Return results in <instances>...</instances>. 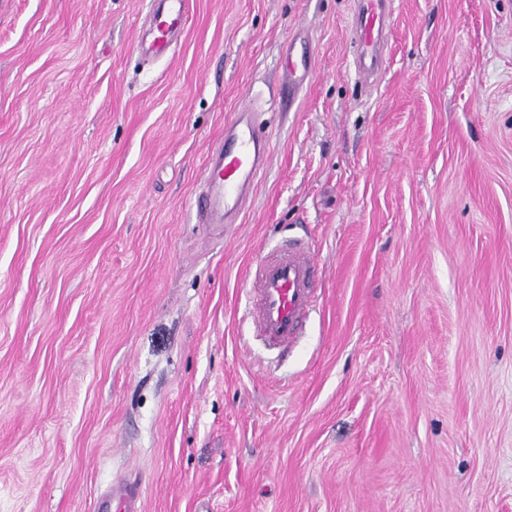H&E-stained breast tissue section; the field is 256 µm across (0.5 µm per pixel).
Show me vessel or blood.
Instances as JSON below:
<instances>
[{
	"label": "vessel or blood",
	"mask_w": 512,
	"mask_h": 512,
	"mask_svg": "<svg viewBox=\"0 0 512 512\" xmlns=\"http://www.w3.org/2000/svg\"><path fill=\"white\" fill-rule=\"evenodd\" d=\"M149 55L165 57L175 32L187 22L188 0H153ZM388 0H356L354 62L360 74L370 75L383 65L387 41ZM271 144L251 108L234 113L224 129L219 152L211 154L206 177L193 200L204 224H223L241 214L251 186L264 168ZM312 260L301 243L292 241L255 271L251 316L259 336L273 348L291 344L314 302ZM141 483L135 477L114 484L100 495L95 512H142Z\"/></svg>",
	"instance_id": "vessel-or-blood-1"
}]
</instances>
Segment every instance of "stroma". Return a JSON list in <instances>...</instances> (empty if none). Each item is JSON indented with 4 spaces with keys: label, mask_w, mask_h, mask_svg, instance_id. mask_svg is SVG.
<instances>
[{
    "label": "stroma",
    "mask_w": 512,
    "mask_h": 512,
    "mask_svg": "<svg viewBox=\"0 0 512 512\" xmlns=\"http://www.w3.org/2000/svg\"><path fill=\"white\" fill-rule=\"evenodd\" d=\"M0 0V512H512V0ZM312 37L285 104L284 45ZM236 223L191 204L244 105ZM295 238L317 307L268 352L249 272ZM152 2L156 7L150 15L152 40L149 55L158 59L169 53L175 32L185 28L188 0H152ZM388 3L387 0H356L354 62L360 74H373L383 65ZM141 482L136 477L112 484V490L100 495L95 504V512H142L139 506Z\"/></svg>",
    "instance_id": "stroma-1"
}]
</instances>
